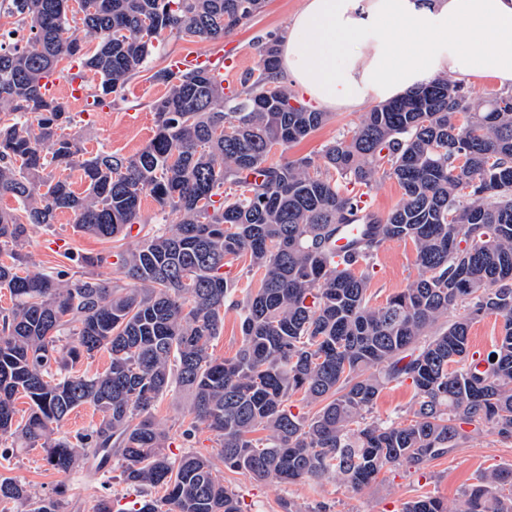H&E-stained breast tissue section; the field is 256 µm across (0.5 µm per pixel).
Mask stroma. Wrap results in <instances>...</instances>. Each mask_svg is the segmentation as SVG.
I'll list each match as a JSON object with an SVG mask.
<instances>
[{"label": "stroma", "instance_id": "1", "mask_svg": "<svg viewBox=\"0 0 512 512\" xmlns=\"http://www.w3.org/2000/svg\"><path fill=\"white\" fill-rule=\"evenodd\" d=\"M301 2L266 0L257 16L216 44L188 43L173 36L164 37L151 65L159 69L191 52L218 53L223 55L225 64L237 62L241 65L238 81L225 84V92L240 90L241 79L246 78L258 63L261 44L285 31ZM164 92V86L138 77L126 85L121 100L115 104L93 107L84 101L77 102L72 109L75 116L72 131L82 136L89 153L106 151L126 157L134 155L154 133L151 104ZM362 119L359 112L332 114L321 129L290 149L289 157L317 155L324 145L350 134ZM111 249V243L77 232L73 227V216L68 212L58 214L52 225H31L25 245L30 270L53 274L74 272L78 257L106 253ZM418 276L411 244L400 241L384 244L374 259L369 290L372 305L384 304L390 295L406 288ZM185 405L183 394L171 392L161 397L153 409L156 420L169 431V455L177 458L191 451L209 457L225 485L239 493L243 512H284L283 505L288 501L295 502L303 512H402L405 503L421 495L451 504L459 499L466 487L477 484L485 473L512 466V443L500 440L487 426L472 434L461 447L430 461L420 470L385 467L377 481L362 491L352 490L338 480L323 484L257 481L225 468L215 437L205 426H198L192 438L183 437L182 431L190 422ZM0 474L21 481L35 496L49 494L58 484H66L68 498L76 512H96L104 497L111 500L115 512H128L138 499L136 489L118 477L106 480L82 471L61 477L51 470L43 452L38 449H22L10 459H0Z\"/></svg>", "mask_w": 512, "mask_h": 512}]
</instances>
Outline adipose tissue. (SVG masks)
<instances>
[{
  "label": "adipose tissue",
  "instance_id": "1",
  "mask_svg": "<svg viewBox=\"0 0 512 512\" xmlns=\"http://www.w3.org/2000/svg\"><path fill=\"white\" fill-rule=\"evenodd\" d=\"M279 72L324 112H359L443 75L512 90V0H303Z\"/></svg>",
  "mask_w": 512,
  "mask_h": 512
}]
</instances>
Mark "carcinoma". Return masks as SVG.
Segmentation results:
<instances>
[{
	"label": "carcinoma",
	"instance_id": "obj_1",
	"mask_svg": "<svg viewBox=\"0 0 512 512\" xmlns=\"http://www.w3.org/2000/svg\"><path fill=\"white\" fill-rule=\"evenodd\" d=\"M81 2L74 11L68 0H7L28 35H0V199L18 203L0 207V291L11 301L0 309V456L40 448L63 476L110 473L115 459L142 494L130 512H243L210 458L167 454L169 431L153 416L167 392L187 399L184 437L205 425L224 466L260 481L340 478L361 491L387 466L418 469L448 454L468 438L465 425L491 424L512 441V92L473 101L438 77L375 106L320 160L291 159L288 149L330 113L277 83V40L262 44L233 97L204 68L149 67L163 33L220 41L264 0ZM78 22L84 40L70 35ZM75 61L93 75L85 89L94 105L143 72L165 86L152 104L154 134L134 156H89L65 133L74 116L48 79L72 76ZM384 177L398 183L400 203L369 215L362 237L336 249L341 226L361 221L364 197ZM145 197L176 223L124 249ZM64 210L77 231L115 243L119 277L91 272L108 262L103 254L80 257L68 279L27 269L29 227ZM388 241L411 243L421 274L374 307L370 268ZM242 258L258 284L236 299L224 266ZM227 303L241 345L219 359L211 349ZM489 315L503 319L500 335L474 358L471 327ZM102 350L103 371L76 370ZM406 382L408 415L373 418L381 392ZM297 400L316 410L293 412ZM84 405L100 421L56 436ZM66 493L61 482L33 497L1 474L0 512L10 502L69 512ZM403 512H512V468L484 475L451 509L420 496Z\"/></svg>",
	"mask_w": 512,
	"mask_h": 512
}]
</instances>
